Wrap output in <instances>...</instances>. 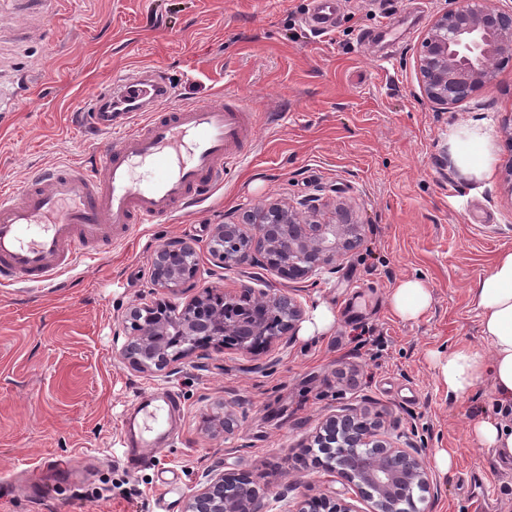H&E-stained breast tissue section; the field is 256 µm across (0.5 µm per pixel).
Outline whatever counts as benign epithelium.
<instances>
[{
	"instance_id": "1",
	"label": "benign epithelium",
	"mask_w": 512,
	"mask_h": 512,
	"mask_svg": "<svg viewBox=\"0 0 512 512\" xmlns=\"http://www.w3.org/2000/svg\"><path fill=\"white\" fill-rule=\"evenodd\" d=\"M512 57V6L496 8L487 0H459L438 14L421 42L417 59L421 87L426 99L448 110L464 101L475 89L490 84L496 64ZM307 200L299 205L272 204L246 223L262 228L246 235L239 224H218L210 238L208 254L212 274L243 265L266 269L272 256L279 257V273L292 280L336 272V259L363 242L361 225L344 207L335 208L329 221L318 220ZM198 270L194 243L173 238L161 246L153 259L157 287L189 295L181 305H170L164 318L153 307L137 304L128 308L126 319L133 336L121 346L120 356L139 372H180V364L202 347L190 342L169 350V337L195 336L206 331L211 339L224 342L235 337L234 347L243 352L270 346H288L297 336L305 309L290 292H261L250 298L247 287L238 295L226 292L224 305L211 302V290L194 291ZM252 308L230 321L224 310L241 300ZM379 422L344 411L328 416L314 436L316 446L329 457L345 449L336 460L353 496L371 503V512H424L419 505L434 490L430 466L422 450L394 442L379 432ZM200 488L186 501L183 512H268V502L250 483L233 486L224 475L205 472ZM354 512L352 505L334 495L304 499L288 512Z\"/></svg>"
}]
</instances>
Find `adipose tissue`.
<instances>
[{
  "mask_svg": "<svg viewBox=\"0 0 512 512\" xmlns=\"http://www.w3.org/2000/svg\"><path fill=\"white\" fill-rule=\"evenodd\" d=\"M478 312L483 346H455L435 352L431 360L449 397L472 392L483 378L493 383L498 407L494 416L474 422L479 445L494 456L512 459V249L499 251L490 271L469 290ZM399 317L416 319L431 306L432 295L417 279L402 280L389 298Z\"/></svg>",
  "mask_w": 512,
  "mask_h": 512,
  "instance_id": "obj_1",
  "label": "adipose tissue"
}]
</instances>
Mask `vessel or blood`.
I'll return each mask as SVG.
<instances>
[{
  "label": "vessel or blood",
  "instance_id": "1",
  "mask_svg": "<svg viewBox=\"0 0 512 512\" xmlns=\"http://www.w3.org/2000/svg\"><path fill=\"white\" fill-rule=\"evenodd\" d=\"M135 112L146 120L131 124ZM82 118L95 133L123 134L94 165H58L0 192L1 284H53L93 251L110 249L113 237L204 201L257 126L250 102L217 95L181 103L172 83L153 70L114 77L84 100ZM178 404L172 391L140 398L126 427L130 470L150 462L167 432L160 417Z\"/></svg>",
  "mask_w": 512,
  "mask_h": 512
}]
</instances>
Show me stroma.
Here are the masks:
<instances>
[{
	"instance_id": "35a3bbf8",
	"label": "stroma",
	"mask_w": 512,
	"mask_h": 512,
	"mask_svg": "<svg viewBox=\"0 0 512 512\" xmlns=\"http://www.w3.org/2000/svg\"><path fill=\"white\" fill-rule=\"evenodd\" d=\"M453 0H341L329 31L307 24L313 0H0V187L37 169L92 164L107 136L76 120L84 98L113 74L164 71L192 103L237 94L262 122L245 160L209 199L142 225L65 272L54 288L0 285V512H183L208 470L245 479L267 499L296 501L345 489L305 447L331 413L378 420L388 437L422 448L434 493L425 512H512V462L477 443L471 423L495 400L490 380L449 399L430 351L482 345L469 289L512 248V59L495 80L442 111L420 86L417 57ZM38 84L16 101L13 80ZM344 201L364 226L362 246L336 274L300 292L327 304L330 334H298L252 354L211 343L178 375L139 373L122 360L130 305L170 301L155 290V250L194 240L200 286L289 288L276 270L248 266L210 277L215 225L272 203ZM433 302L404 320L389 298L404 279ZM178 393L180 410L150 466L124 464L122 422L138 398ZM239 427L215 432L225 411ZM455 462L436 466L438 452ZM79 458V479L50 478Z\"/></svg>"
}]
</instances>
